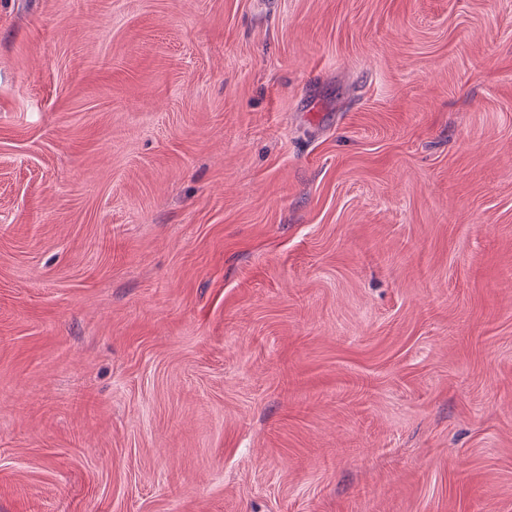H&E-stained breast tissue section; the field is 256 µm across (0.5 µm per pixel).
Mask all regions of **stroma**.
Returning <instances> with one entry per match:
<instances>
[{
    "instance_id": "35a3bbf8",
    "label": "stroma",
    "mask_w": 512,
    "mask_h": 512,
    "mask_svg": "<svg viewBox=\"0 0 512 512\" xmlns=\"http://www.w3.org/2000/svg\"><path fill=\"white\" fill-rule=\"evenodd\" d=\"M0 512H512V0H0Z\"/></svg>"
}]
</instances>
